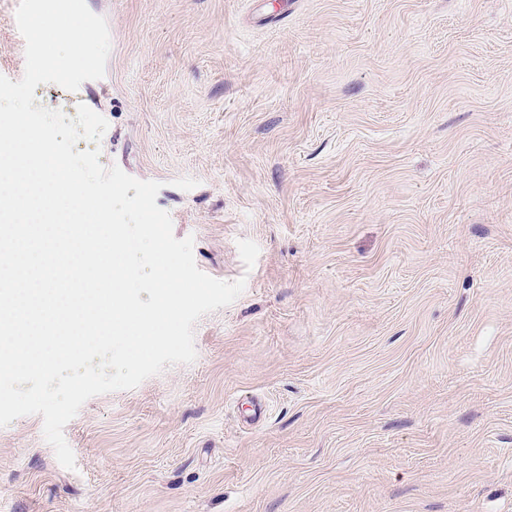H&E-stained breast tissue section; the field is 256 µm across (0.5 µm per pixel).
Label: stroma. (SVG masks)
Wrapping results in <instances>:
<instances>
[{
    "label": "stroma",
    "instance_id": "stroma-1",
    "mask_svg": "<svg viewBox=\"0 0 512 512\" xmlns=\"http://www.w3.org/2000/svg\"><path fill=\"white\" fill-rule=\"evenodd\" d=\"M279 2L87 0L104 77L37 86L247 283L81 407L75 469L1 427L0 512H512V0Z\"/></svg>",
    "mask_w": 512,
    "mask_h": 512
}]
</instances>
